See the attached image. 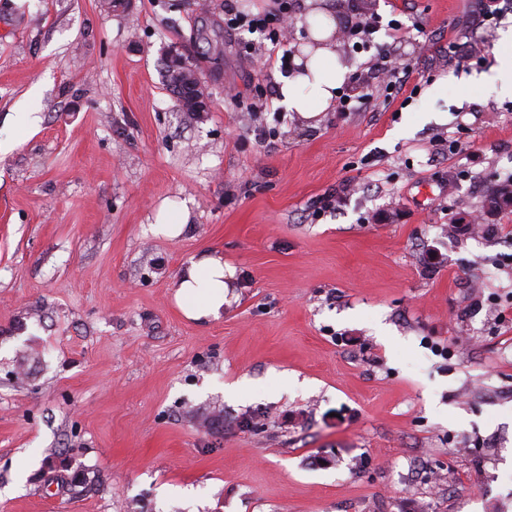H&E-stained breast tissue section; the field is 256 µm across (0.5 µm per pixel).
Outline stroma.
Returning <instances> with one entry per match:
<instances>
[{
  "label": "stroma",
  "mask_w": 512,
  "mask_h": 512,
  "mask_svg": "<svg viewBox=\"0 0 512 512\" xmlns=\"http://www.w3.org/2000/svg\"><path fill=\"white\" fill-rule=\"evenodd\" d=\"M479 3L370 0L343 93L382 55L417 91L304 120L251 109L295 22L224 26L275 0H0V512H512V208L461 229L512 177V99L478 82L512 0L475 29ZM171 45L211 111L166 89ZM205 253L235 275L195 322ZM293 0H279L277 13L260 12L250 18L242 17L232 9L225 11L224 25L229 30H237L247 27L252 33L259 32L266 40L276 48L284 38V18L294 9ZM227 16V17H226ZM353 11L355 12V21L350 20V35L359 39L355 42L358 47H363L368 45L369 36L379 29L378 26L380 27V25L378 24L380 21L373 14L369 16L362 14L358 5H353ZM190 212L183 202H171L166 199L156 215L155 222L152 224L153 231L157 235L165 237L180 236L188 224ZM235 270L224 263L223 256L203 254L190 260L175 292L181 313L192 321L218 320L224 314L225 295Z\"/></svg>",
  "instance_id": "35a3bbf8"
}]
</instances>
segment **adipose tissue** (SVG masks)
Here are the masks:
<instances>
[{
	"mask_svg": "<svg viewBox=\"0 0 512 512\" xmlns=\"http://www.w3.org/2000/svg\"><path fill=\"white\" fill-rule=\"evenodd\" d=\"M331 0H305L297 22L309 41L296 59V72L282 79L277 89L278 106L311 120L327 110L345 83L347 69L338 61L333 35L336 20ZM495 66L480 80L498 97L512 98V30L503 32L494 49ZM235 270L223 256L204 254L190 260L175 292L181 313L192 321L220 319L230 278Z\"/></svg>",
	"mask_w": 512,
	"mask_h": 512,
	"instance_id": "adipose-tissue-1",
	"label": "adipose tissue"
}]
</instances>
